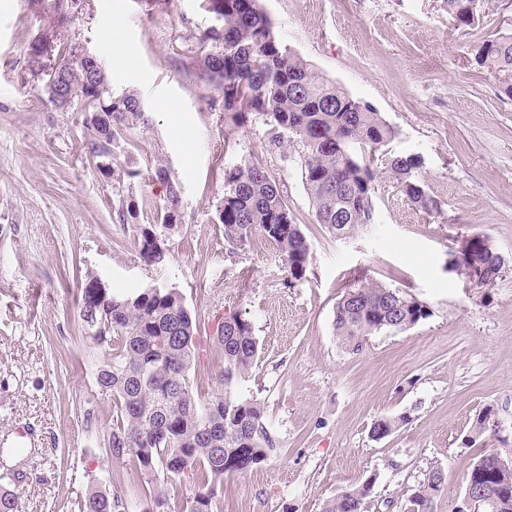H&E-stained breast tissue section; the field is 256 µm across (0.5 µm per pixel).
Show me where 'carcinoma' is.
<instances>
[{"instance_id": "obj_1", "label": "carcinoma", "mask_w": 512, "mask_h": 512, "mask_svg": "<svg viewBox=\"0 0 512 512\" xmlns=\"http://www.w3.org/2000/svg\"><path fill=\"white\" fill-rule=\"evenodd\" d=\"M214 16L196 40L198 61L210 73L209 82L221 92L224 127H241L260 119L270 127V145L286 154L298 153L302 180L315 222L337 237H348L374 222L373 196L376 153L396 137V129L368 102L355 98L319 74L278 37L260 0H202ZM458 27L478 22V0H448ZM78 11L55 4L52 25L37 37L49 42L53 59L68 69L80 91L74 102L83 104V126L92 146L112 127L131 128L148 120L138 108V95L112 96L108 70L99 73L103 92L85 90L77 43L65 37ZM473 63L492 77L498 95L512 99V33H498L474 49ZM28 70L49 88L51 62L29 58ZM417 155L389 158L387 168L397 187L417 209L434 215L440 203L426 191L419 177ZM162 224L139 226L140 255L149 266H163L169 258L161 230L172 226L182 205L180 184L166 179ZM224 236L239 248L260 233L276 245L285 260L290 282L302 280L312 258L311 245L288 207L281 183L262 164L243 161L224 170V195L216 205ZM472 254L488 267L470 261L457 272L474 285L499 275L501 259L476 240ZM89 272L79 288L80 317L92 339L96 360L95 387L112 401V422L101 448L106 457L132 462L127 481L138 488V501L122 498L113 478L99 480L77 497L78 512H168L165 483L185 477L193 485L189 512H224V478L240 473L267 457L273 447L260 424L261 407L240 396L244 381L259 353L252 323L231 314L208 337L209 354L220 364L217 379L224 392L202 397L193 374L199 360L201 327L174 288H142L116 293L95 288ZM430 316L428 307L412 295L375 282L348 289L336 304L334 335L352 352L364 340L387 330L403 331ZM496 416L487 408L477 415L469 439L475 444L491 430L479 432ZM432 467L407 496L404 512H437L447 487ZM377 477L345 490L326 502L323 512H367ZM496 501L495 512H512V471L503 469L496 453H485L465 478ZM0 512H19L13 490L0 485Z\"/></svg>"}]
</instances>
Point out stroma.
I'll return each instance as SVG.
<instances>
[{
	"instance_id": "1",
	"label": "stroma",
	"mask_w": 512,
	"mask_h": 512,
	"mask_svg": "<svg viewBox=\"0 0 512 512\" xmlns=\"http://www.w3.org/2000/svg\"><path fill=\"white\" fill-rule=\"evenodd\" d=\"M261 3L285 44L397 131L374 159L375 221L351 237L315 223L300 163L281 160L268 126L225 130L221 98L193 65L196 37L212 23L200 0H90L70 27L110 72L113 96L136 91L149 117L112 159L137 172L121 182L85 154L80 110H58L26 75L53 0H0V478L21 472V512H77L92 477L124 470L98 447L112 403L95 393L79 313L89 271L116 290L178 289L205 336L231 314L251 321L259 357L239 392L260 404L274 448L225 478L224 512H322L372 475L369 512H385L430 467L455 498L481 454L512 459V100L471 62L486 37L512 29V0H479V22L467 28L446 0ZM413 153L440 214L412 206L387 170L389 157ZM244 159L281 180L311 244L295 285L275 245L237 248L215 220L224 170ZM160 165L180 183L182 208L165 233L169 261L156 268L141 258L134 226L159 221ZM123 202L134 224L119 223ZM476 238L505 261L486 288L446 267ZM362 277L408 292L429 317L345 351L334 311ZM487 407L501 435L465 444ZM382 418L398 424L379 440L372 427ZM23 424L32 449L17 454Z\"/></svg>"
}]
</instances>
